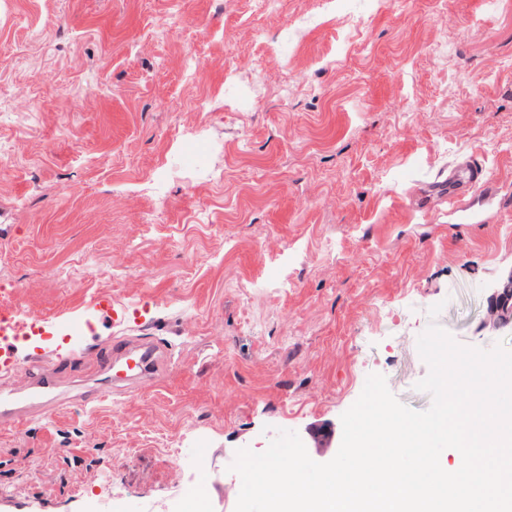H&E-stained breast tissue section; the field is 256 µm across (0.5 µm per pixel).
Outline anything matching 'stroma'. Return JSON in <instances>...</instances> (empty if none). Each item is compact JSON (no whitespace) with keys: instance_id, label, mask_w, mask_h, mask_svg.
Instances as JSON below:
<instances>
[{"instance_id":"35a3bbf8","label":"stroma","mask_w":512,"mask_h":512,"mask_svg":"<svg viewBox=\"0 0 512 512\" xmlns=\"http://www.w3.org/2000/svg\"><path fill=\"white\" fill-rule=\"evenodd\" d=\"M2 162L0 393L55 390L0 512H235L237 450L330 461L370 374L429 408L430 322L512 351V0H0ZM122 339L166 365L89 399ZM483 179V169L477 165L459 171L457 174L448 177V198H456L462 188L461 185L473 182L475 184L482 183ZM490 296L491 312L502 325L511 324L512 319V273L506 280L495 284Z\"/></svg>"}]
</instances>
